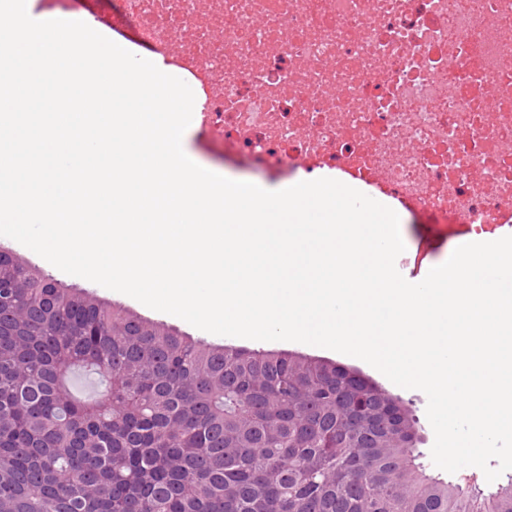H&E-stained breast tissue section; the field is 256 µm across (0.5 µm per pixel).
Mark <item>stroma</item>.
I'll use <instances>...</instances> for the list:
<instances>
[{"label": "stroma", "mask_w": 512, "mask_h": 512, "mask_svg": "<svg viewBox=\"0 0 512 512\" xmlns=\"http://www.w3.org/2000/svg\"><path fill=\"white\" fill-rule=\"evenodd\" d=\"M187 147L196 161L203 166L223 171L225 175L235 178L260 182L265 179L263 173L253 168L225 160L223 151L218 146L205 144L203 140L199 138L197 132H190L187 138ZM400 233L405 244V257H413L419 245H429L431 252L428 257L427 265L431 268L444 263L459 245L458 239L451 235L447 224H445L440 217L429 213H403ZM0 248L14 252L23 260L40 267L54 279L68 287L87 290L98 299L111 304L116 303L125 306L144 318L176 327L194 338L214 344H230L249 349H255L259 346L258 341L255 340L232 338L229 336L224 337L202 331L176 316L153 310L125 294L106 289L86 279L66 274L29 248L11 238L0 236ZM270 347L274 350L302 354L344 364L357 370L363 376L371 379L390 393L400 397L412 409L422 427L424 443L421 445L420 450L423 454L422 461L428 474L453 482L472 478L476 480L482 489L487 491L492 490L494 484L499 483L504 485L512 481V470L505 471L499 477L497 483L492 484L487 482L482 470L473 466L462 468L453 474L437 468L430 457L431 448L434 443V432L426 416L427 397L422 391L404 389L396 386L382 373L366 362L333 350L290 341H274L271 342Z\"/></svg>", "instance_id": "35a3bbf8"}]
</instances>
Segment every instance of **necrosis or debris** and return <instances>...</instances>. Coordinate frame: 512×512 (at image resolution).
<instances>
[{"instance_id":"obj_1","label":"necrosis or debris","mask_w":512,"mask_h":512,"mask_svg":"<svg viewBox=\"0 0 512 512\" xmlns=\"http://www.w3.org/2000/svg\"><path fill=\"white\" fill-rule=\"evenodd\" d=\"M271 176L331 174L469 233L512 229V0H115Z\"/></svg>"}]
</instances>
